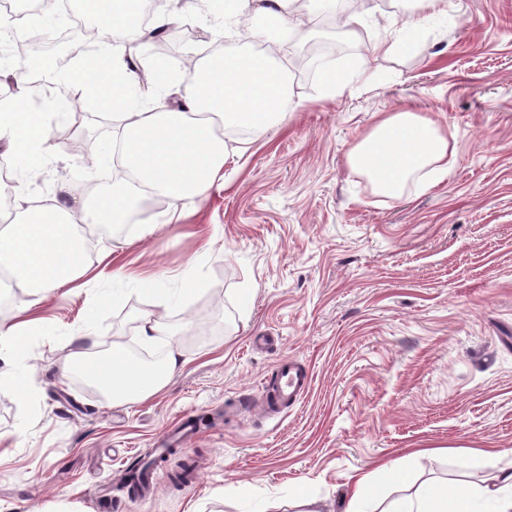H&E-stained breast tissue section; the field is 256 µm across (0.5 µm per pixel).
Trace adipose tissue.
I'll list each match as a JSON object with an SVG mask.
<instances>
[{"label": "adipose tissue", "mask_w": 512, "mask_h": 512, "mask_svg": "<svg viewBox=\"0 0 512 512\" xmlns=\"http://www.w3.org/2000/svg\"><path fill=\"white\" fill-rule=\"evenodd\" d=\"M132 0H94L92 14L107 41L102 52L70 73L73 83L92 87L100 107L118 122L123 143V178L91 204L72 198L68 205L18 207L0 226V265L10 272V287L46 295L72 283L89 269L77 239V224H125L139 201L167 199L171 207L206 197L225 161L224 130L245 129L260 138L284 115L289 97L288 69L271 55L234 54L222 60L196 58L191 78L178 83L168 65L156 64L163 86L177 85L175 107L130 109L128 95L141 81L135 59L143 37L130 21ZM254 10L270 36L293 37L299 0H230L225 18ZM19 105L0 112V140L14 152L36 148L48 153L49 136L34 92L20 88ZM446 132L431 118L406 109L378 116L369 132L348 152L349 169L366 177L378 192L400 195L409 181L440 180L448 174ZM87 368V376L104 382L112 400L142 402L161 391L178 367L171 352L148 368L113 344L111 355L88 365L73 355L62 374ZM512 512V467L499 469L492 483L470 492L429 485L415 495L390 501L384 512Z\"/></svg>", "instance_id": "adipose-tissue-1"}]
</instances>
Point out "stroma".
I'll use <instances>...</instances> for the list:
<instances>
[{
	"label": "stroma",
	"instance_id": "35a3bbf8",
	"mask_svg": "<svg viewBox=\"0 0 512 512\" xmlns=\"http://www.w3.org/2000/svg\"><path fill=\"white\" fill-rule=\"evenodd\" d=\"M405 8L364 0L360 24L325 20L349 50L332 62L346 81L333 94L298 65L307 38L290 41L283 123L257 140L225 134L206 198L143 208L146 235L90 225L86 275L0 307L27 339L24 357L0 351V512H106L102 484L119 512H293L299 487L316 512H341L351 474L396 459L409 484L398 492L379 474L368 488L383 508L432 482L476 489L512 461V0H448L422 18V42L371 55ZM155 11L179 15L174 70L221 43L267 46L250 20L216 37L201 0ZM405 105L451 133V170L434 188L379 195L346 155L378 113ZM68 111L94 115L75 134L89 149L53 142L39 175L17 184L26 202L89 203L86 183L112 176L97 102L82 95ZM144 309L164 314L182 354L161 392L115 402L61 376L73 354L137 341ZM289 357L311 377L307 394L257 410ZM186 415L197 434L183 450L204 451L193 487L161 469L154 497L130 496L124 461Z\"/></svg>",
	"mask_w": 512,
	"mask_h": 512
}]
</instances>
